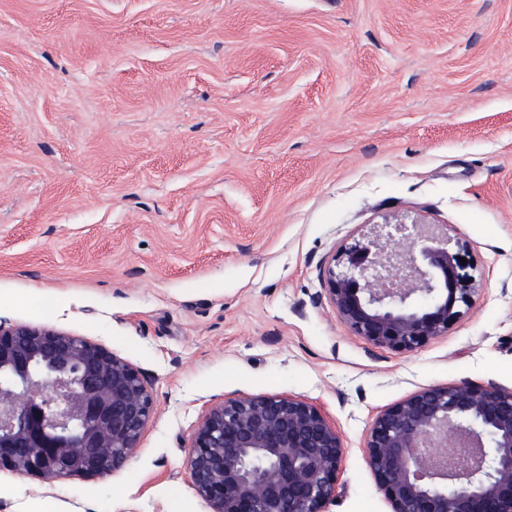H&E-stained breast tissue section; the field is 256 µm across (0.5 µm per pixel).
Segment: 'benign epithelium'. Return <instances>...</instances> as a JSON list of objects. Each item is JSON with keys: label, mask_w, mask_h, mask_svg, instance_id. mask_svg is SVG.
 <instances>
[{"label": "benign epithelium", "mask_w": 512, "mask_h": 512, "mask_svg": "<svg viewBox=\"0 0 512 512\" xmlns=\"http://www.w3.org/2000/svg\"><path fill=\"white\" fill-rule=\"evenodd\" d=\"M464 246L417 219L375 224L324 271L341 320L368 343L412 351L442 336L477 292ZM153 411L136 371L63 332L0 324V472L105 477ZM367 461L392 512H512V389L429 385L385 409ZM345 448L298 396L231 399L200 421L186 467L211 512H326Z\"/></svg>", "instance_id": "obj_1"}]
</instances>
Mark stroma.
I'll list each match as a JSON object with an SVG mask.
<instances>
[{
    "label": "stroma",
    "instance_id": "35a3bbf8",
    "mask_svg": "<svg viewBox=\"0 0 512 512\" xmlns=\"http://www.w3.org/2000/svg\"><path fill=\"white\" fill-rule=\"evenodd\" d=\"M401 215L478 284L411 352L355 336L320 278ZM0 323L100 345L154 406L108 476L0 472V512H209L197 426L258 395L335 426L328 512H391L376 416L512 388V0H0Z\"/></svg>",
    "mask_w": 512,
    "mask_h": 512
}]
</instances>
